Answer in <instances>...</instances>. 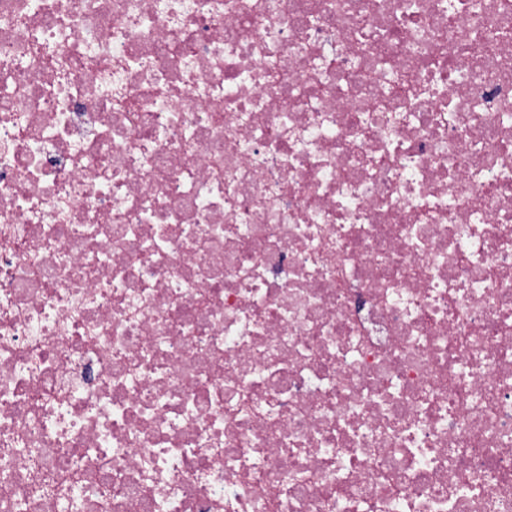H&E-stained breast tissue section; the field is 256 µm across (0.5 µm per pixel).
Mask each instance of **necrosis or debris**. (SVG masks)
<instances>
[{"mask_svg": "<svg viewBox=\"0 0 512 512\" xmlns=\"http://www.w3.org/2000/svg\"><path fill=\"white\" fill-rule=\"evenodd\" d=\"M0 0V512H512V0Z\"/></svg>", "mask_w": 512, "mask_h": 512, "instance_id": "1", "label": "necrosis or debris"}]
</instances>
